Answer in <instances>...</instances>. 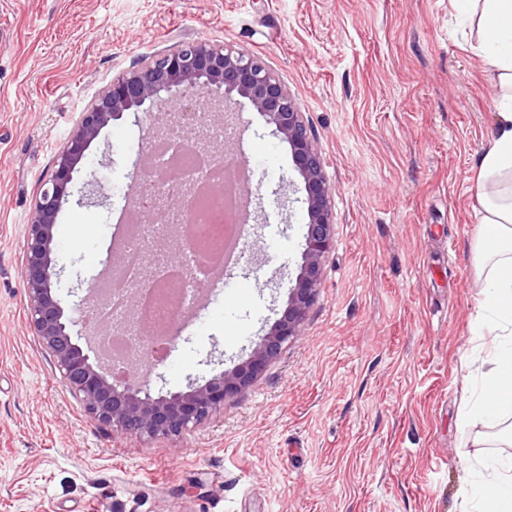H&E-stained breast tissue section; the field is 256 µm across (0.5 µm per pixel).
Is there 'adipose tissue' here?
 Here are the masks:
<instances>
[{
	"instance_id": "ef3b65f1",
	"label": "adipose tissue",
	"mask_w": 512,
	"mask_h": 512,
	"mask_svg": "<svg viewBox=\"0 0 512 512\" xmlns=\"http://www.w3.org/2000/svg\"><path fill=\"white\" fill-rule=\"evenodd\" d=\"M454 7L466 15L500 90L497 137L480 161L476 186L485 235L477 258L485 276L473 332L489 369L472 379L463 419L494 429V444L510 449L490 455L466 497L469 512H512V0H454Z\"/></svg>"
}]
</instances>
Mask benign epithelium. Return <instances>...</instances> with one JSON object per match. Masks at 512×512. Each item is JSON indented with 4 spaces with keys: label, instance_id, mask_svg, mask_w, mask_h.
Segmentation results:
<instances>
[{
    "label": "benign epithelium",
    "instance_id": "benign-epithelium-1",
    "mask_svg": "<svg viewBox=\"0 0 512 512\" xmlns=\"http://www.w3.org/2000/svg\"><path fill=\"white\" fill-rule=\"evenodd\" d=\"M222 103L247 100L275 127L288 144L304 183L307 203L306 235L300 272L290 289L281 317L260 338L250 356L231 370L213 375L202 385L154 395L150 384L120 376L113 368L91 360L76 343L73 329L84 326L90 302L76 304L65 316L55 293L59 213L70 203L69 185L85 151L111 122L131 112L147 125L149 137L162 133L154 117L165 106L182 107L183 130H191L198 99ZM333 187L326 178L297 104L264 62L220 45L197 41L153 55L140 66L112 79V84L80 113L55 170L43 180L24 241L23 280L30 327L69 385L74 397L98 424L120 435L169 439L193 431L224 408V403L247 391L278 357L284 346L300 336L307 312L322 280V263L335 242L331 202ZM177 341L144 338L135 344L132 365L141 358L158 366L166 362Z\"/></svg>",
    "mask_w": 512,
    "mask_h": 512
}]
</instances>
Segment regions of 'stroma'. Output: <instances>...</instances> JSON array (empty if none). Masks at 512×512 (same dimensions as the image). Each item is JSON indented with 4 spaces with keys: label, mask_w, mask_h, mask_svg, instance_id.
<instances>
[{
    "label": "stroma",
    "mask_w": 512,
    "mask_h": 512,
    "mask_svg": "<svg viewBox=\"0 0 512 512\" xmlns=\"http://www.w3.org/2000/svg\"><path fill=\"white\" fill-rule=\"evenodd\" d=\"M259 56L295 98L334 189L335 247L300 336L193 433L99 425L31 329L22 277L41 182L113 78L179 44ZM497 91L451 0H0V512H464L491 431L462 424L480 367L474 210ZM256 169L242 270L256 313L224 341V286L183 329L155 391L247 358L301 262L291 151L240 103ZM149 139L127 114L85 153L110 199L57 221L56 296L112 283V234L136 207Z\"/></svg>",
    "instance_id": "obj_1"
}]
</instances>
